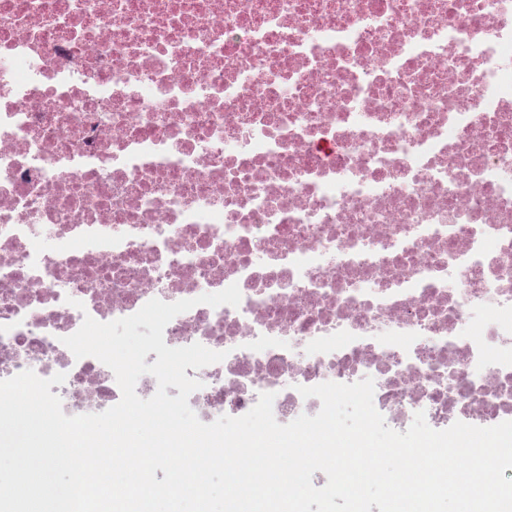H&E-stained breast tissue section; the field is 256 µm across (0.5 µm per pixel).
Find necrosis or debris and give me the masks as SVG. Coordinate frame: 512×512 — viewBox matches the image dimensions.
Returning <instances> with one entry per match:
<instances>
[{
  "instance_id": "obj_1",
  "label": "necrosis or debris",
  "mask_w": 512,
  "mask_h": 512,
  "mask_svg": "<svg viewBox=\"0 0 512 512\" xmlns=\"http://www.w3.org/2000/svg\"><path fill=\"white\" fill-rule=\"evenodd\" d=\"M234 283L200 416L512 419V0H0V377L102 412L62 337Z\"/></svg>"
}]
</instances>
